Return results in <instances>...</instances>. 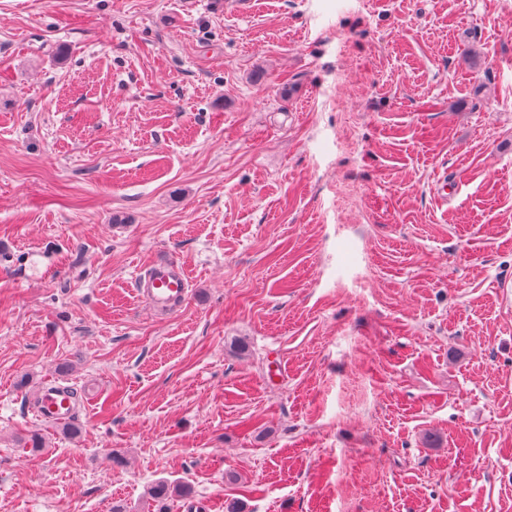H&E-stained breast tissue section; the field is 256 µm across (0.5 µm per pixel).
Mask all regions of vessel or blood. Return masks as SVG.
Here are the masks:
<instances>
[{
  "label": "vessel or blood",
  "instance_id": "obj_1",
  "mask_svg": "<svg viewBox=\"0 0 512 512\" xmlns=\"http://www.w3.org/2000/svg\"><path fill=\"white\" fill-rule=\"evenodd\" d=\"M189 279L185 269L169 256L157 257L139 285L141 298L154 310L178 309L188 295ZM35 411L40 420L63 424L74 415L68 386L50 380L40 389Z\"/></svg>",
  "mask_w": 512,
  "mask_h": 512
}]
</instances>
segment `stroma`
Returning <instances> with one entry per match:
<instances>
[{
	"label": "stroma",
	"instance_id": "stroma-1",
	"mask_svg": "<svg viewBox=\"0 0 512 512\" xmlns=\"http://www.w3.org/2000/svg\"><path fill=\"white\" fill-rule=\"evenodd\" d=\"M237 504L512 512V0H0V512ZM189 279L185 269L167 255L157 257L139 285V295L153 310L174 311L186 300ZM40 420L50 424H63L74 415V406L69 395V387L56 380H48L39 390L34 406Z\"/></svg>",
	"mask_w": 512,
	"mask_h": 512
}]
</instances>
